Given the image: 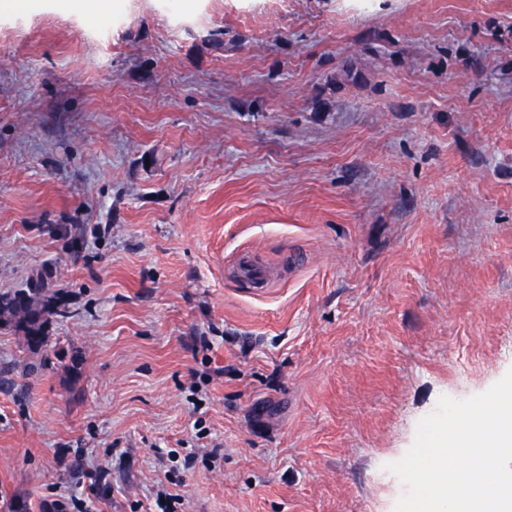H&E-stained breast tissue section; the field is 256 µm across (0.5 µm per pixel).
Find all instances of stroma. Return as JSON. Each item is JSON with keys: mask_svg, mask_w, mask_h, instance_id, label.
I'll return each mask as SVG.
<instances>
[{"mask_svg": "<svg viewBox=\"0 0 512 512\" xmlns=\"http://www.w3.org/2000/svg\"><path fill=\"white\" fill-rule=\"evenodd\" d=\"M97 3L0 0V512H394L512 370V0ZM49 288L41 274L32 278V286L14 294L0 295V322L8 319L2 318L5 313L15 320L17 326L22 327L26 333V340L31 348H39L45 342L42 334L43 315L49 310L52 296L47 294Z\"/></svg>", "mask_w": 512, "mask_h": 512, "instance_id": "35a3bbf8", "label": "stroma"}]
</instances>
